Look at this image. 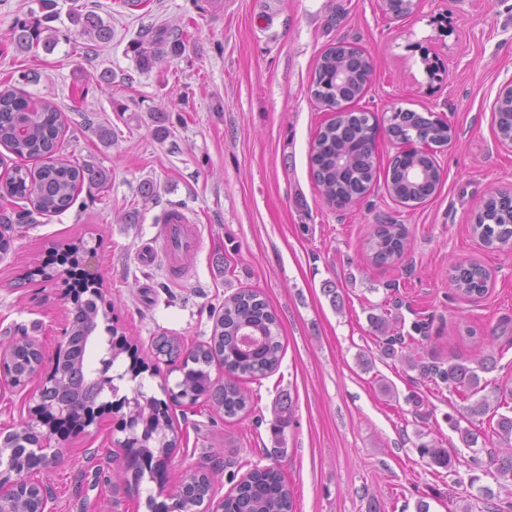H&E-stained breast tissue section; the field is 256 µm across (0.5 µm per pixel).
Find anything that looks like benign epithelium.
Here are the masks:
<instances>
[{
  "instance_id": "7a95c632",
  "label": "benign epithelium",
  "mask_w": 512,
  "mask_h": 512,
  "mask_svg": "<svg viewBox=\"0 0 512 512\" xmlns=\"http://www.w3.org/2000/svg\"><path fill=\"white\" fill-rule=\"evenodd\" d=\"M418 4L419 0H379L382 11L393 19L412 14ZM330 50L339 59L336 63V86L348 87L354 79L363 88L369 87L374 70L372 60L365 51L342 40L336 41ZM311 98L334 116L349 110L352 105L351 100L340 95L334 100L314 94ZM510 108L512 109V77L503 82L491 106L494 113ZM397 112L399 109L393 108L388 114L377 111L367 113L370 123L367 152L375 151V143L379 137L389 136L397 146L391 166L402 173L407 171L412 176L414 170L403 168L402 161L414 154L417 146L415 141L404 140L392 129L391 118ZM68 300L72 304L69 318L63 324L51 352H46L39 340L30 337L21 342L0 345V389H24L30 382L38 381L37 386L27 394V418L20 423L19 429L0 438V459H6L4 468L0 470V512H49L48 497L42 485L29 480V475L63 457L62 449L52 447V439L61 436L63 430L74 434H87L91 426L98 430L102 426L103 417L112 414V404L108 402L86 408L76 402L62 403L54 398L55 390L70 383V373L64 370L63 360L70 350L75 310L78 305L86 303L80 289L73 291ZM85 342L88 349L98 354V366L85 370L86 379L92 385H99L102 390L112 388L113 377L109 372L119 355L130 352L132 346L126 345L117 349L110 343L105 345L94 332L88 333ZM18 359L25 364V372L20 377L10 368ZM162 389L168 398L166 402L145 398L136 390L132 397H125L119 403V408L126 409L120 416L119 430L127 433V436L118 442V446L124 451L122 467L126 472H133L136 468L135 456L139 449L133 447V441L138 437V427L142 424L141 414L144 411H157L160 423L167 426L173 422L168 413V403L187 408L198 405L199 398L195 396H182L180 391L166 384ZM193 486L191 476L181 479L171 494L175 505L162 504L157 507V512H174L176 509L179 512H224V500L214 501L212 492L205 498V504H199L192 494Z\"/></svg>"
}]
</instances>
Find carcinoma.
Instances as JSON below:
<instances>
[{
  "mask_svg": "<svg viewBox=\"0 0 512 512\" xmlns=\"http://www.w3.org/2000/svg\"><path fill=\"white\" fill-rule=\"evenodd\" d=\"M41 19L28 24L22 22L14 29L18 44L26 48L43 46L50 50L59 37L68 33L50 26L57 19V0H39ZM71 21L80 27L81 34L98 43L112 40V30L99 16L88 10L76 9ZM187 34L180 28L167 26L138 33L131 41L130 49L136 66L142 72L152 70L168 55H179ZM65 122L57 106L42 102L35 105L18 87L0 89V143L20 159H43L45 163L34 168L16 166L5 182L10 207L0 211V225H8L14 231L34 222V214H56L69 209L81 189L102 192L111 179L108 169L94 162L82 163L68 160L54 161L59 149ZM367 135L364 112L343 114L336 122L320 128L313 140L310 153L311 177L329 202L350 198L371 189L380 181V169L371 154L359 157L353 167L341 174L336 168V154L354 147ZM413 162L423 167L429 175L425 183L414 185L402 181L401 174L393 171L385 174L392 179V190L404 202L420 201L430 194V189L440 181V174L424 156H414ZM474 232L488 247L506 243L512 239V201L492 196L484 201L476 213ZM365 249L372 262L384 265L400 260L405 251V236L395 224H380L365 240ZM454 289L467 297L481 296L488 288L487 270L478 263L454 267L451 275ZM375 331L384 338V351L395 354L397 349L416 351L415 338L394 332L389 315L370 317ZM83 332L75 328L72 348L67 357L71 371L84 362ZM283 343L279 322L262 294L252 290H239L224 298L210 341L197 345L190 351L192 365L183 372L180 387L183 394H212L213 407L227 417H235L252 407V393L237 381L242 375L265 376L280 366ZM224 365L227 378L217 386L211 382L206 367L213 361ZM494 368L485 361L473 368L463 362L452 363L448 368L423 366V372L435 374L448 383V387L471 398L481 391L479 372ZM499 401L492 406L485 398L474 401L468 407L473 416H489V424L505 448L493 455L492 463L499 478L512 483V387L498 388ZM60 398L80 403L98 399L94 387H85L71 381ZM508 406V413L499 412L501 405ZM273 430L279 431L291 419L292 400L279 398L274 408ZM178 441V432L171 426L162 435L148 441L143 449L148 459L160 453H170ZM420 454L438 465L448 466V451L430 444L418 446ZM292 493L280 469L272 466L255 469L236 491L224 500V512H293Z\"/></svg>",
  "mask_w": 512,
  "mask_h": 512,
  "instance_id": "1",
  "label": "carcinoma"
}]
</instances>
